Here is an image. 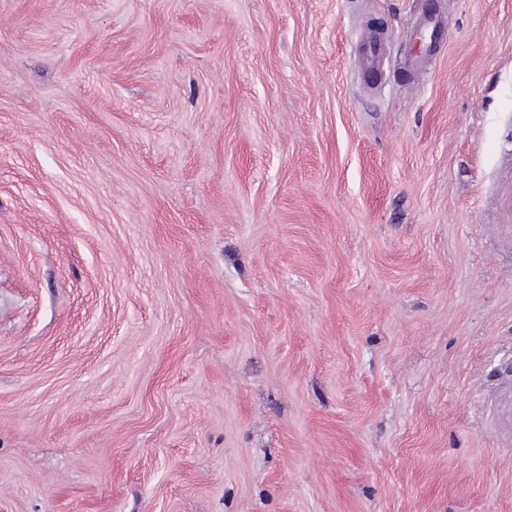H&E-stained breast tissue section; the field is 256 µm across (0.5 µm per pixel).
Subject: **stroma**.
<instances>
[{"label":"stroma","instance_id":"obj_1","mask_svg":"<svg viewBox=\"0 0 512 512\" xmlns=\"http://www.w3.org/2000/svg\"><path fill=\"white\" fill-rule=\"evenodd\" d=\"M0 512H512V0H0ZM445 26V18L438 10L429 11L417 18L412 29V38L418 45V51L405 61L407 68L416 72L426 69L437 44L442 40ZM389 60L387 41L376 32H369L356 57V66L366 77L373 78L382 73Z\"/></svg>","mask_w":512,"mask_h":512}]
</instances>
